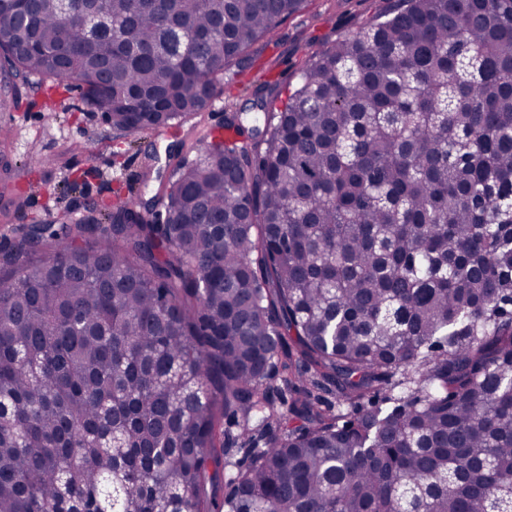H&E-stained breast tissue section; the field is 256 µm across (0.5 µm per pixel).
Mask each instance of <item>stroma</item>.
I'll return each mask as SVG.
<instances>
[{
  "mask_svg": "<svg viewBox=\"0 0 512 512\" xmlns=\"http://www.w3.org/2000/svg\"><path fill=\"white\" fill-rule=\"evenodd\" d=\"M390 0H309L305 11L283 21L268 42L256 46L246 67L225 78L224 93L205 111L188 120L179 137L140 133L116 138L101 113L81 101L79 90L53 96L45 110L46 89L21 86L18 110L0 112V129L11 133V167L0 169V251L35 224L59 223L67 209L112 207L128 192L151 199L163 193L175 164L183 158L174 141L193 145L217 127L227 111L240 112L253 125V104L265 85L296 86L305 55L381 14ZM195 161V154L185 156ZM79 187L67 191L66 183Z\"/></svg>",
  "mask_w": 512,
  "mask_h": 512,
  "instance_id": "1",
  "label": "stroma"
}]
</instances>
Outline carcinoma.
I'll use <instances>...</instances> for the list:
<instances>
[{
	"instance_id": "1",
	"label": "carcinoma",
	"mask_w": 512,
	"mask_h": 512,
	"mask_svg": "<svg viewBox=\"0 0 512 512\" xmlns=\"http://www.w3.org/2000/svg\"><path fill=\"white\" fill-rule=\"evenodd\" d=\"M307 3L36 0L0 112L178 128ZM268 105L0 252V512H512V0H396Z\"/></svg>"
}]
</instances>
